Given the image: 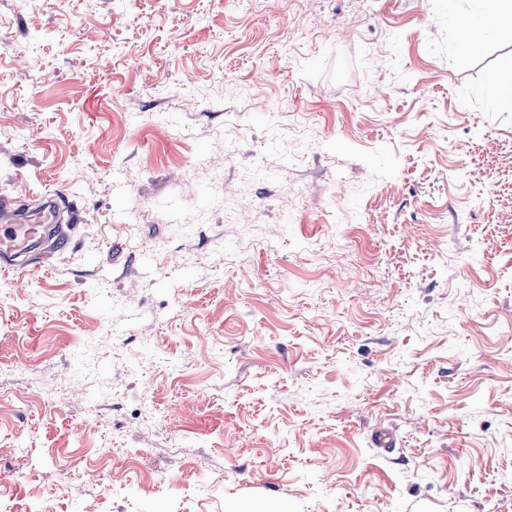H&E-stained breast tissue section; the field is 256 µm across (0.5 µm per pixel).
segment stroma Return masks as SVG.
<instances>
[{
  "label": "stroma",
  "mask_w": 512,
  "mask_h": 512,
  "mask_svg": "<svg viewBox=\"0 0 512 512\" xmlns=\"http://www.w3.org/2000/svg\"><path fill=\"white\" fill-rule=\"evenodd\" d=\"M479 6L0 0V194L74 212L0 279V496L512 512V43L461 45Z\"/></svg>",
  "instance_id": "obj_1"
}]
</instances>
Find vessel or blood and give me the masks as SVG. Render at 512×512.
Returning a JSON list of instances; mask_svg holds the SVG:
<instances>
[{
    "label": "vessel or blood",
    "mask_w": 512,
    "mask_h": 512,
    "mask_svg": "<svg viewBox=\"0 0 512 512\" xmlns=\"http://www.w3.org/2000/svg\"><path fill=\"white\" fill-rule=\"evenodd\" d=\"M62 195L41 201L34 209L19 208L13 197L0 196V276L18 274L49 275L47 265L28 264L24 258L38 250L62 248L68 241L65 228L59 222Z\"/></svg>",
    "instance_id": "vessel-or-blood-1"
}]
</instances>
